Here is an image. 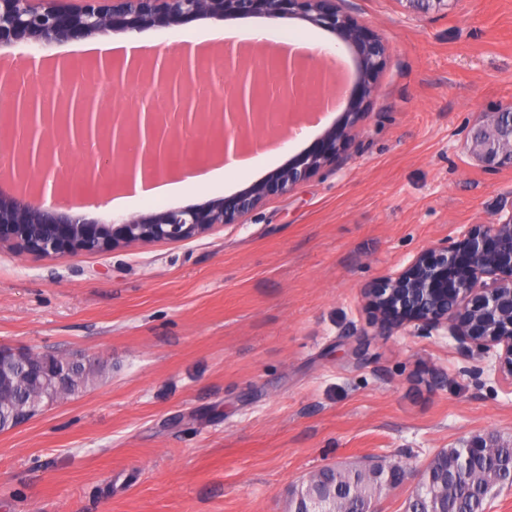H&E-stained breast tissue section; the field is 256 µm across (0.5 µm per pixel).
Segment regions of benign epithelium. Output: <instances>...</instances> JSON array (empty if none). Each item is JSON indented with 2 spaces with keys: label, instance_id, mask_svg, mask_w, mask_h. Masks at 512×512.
<instances>
[{
  "label": "benign epithelium",
  "instance_id": "1",
  "mask_svg": "<svg viewBox=\"0 0 512 512\" xmlns=\"http://www.w3.org/2000/svg\"><path fill=\"white\" fill-rule=\"evenodd\" d=\"M344 0H74L64 6L59 0H0V45L28 40L39 45L72 39L106 36L117 31L133 32L156 24L177 27L195 18L222 19L230 15L258 12L279 18L298 12L317 26L335 30L359 58L358 83L366 88L381 69L384 46L369 37L344 9ZM278 64L282 82L275 94L258 104V90L268 80V70L241 53L227 48L215 61L204 62L182 56L174 68L162 63L138 65L124 70L123 63L108 60L93 64L98 73L94 85L84 81L87 66L68 64L52 80L57 93L35 88L41 76L28 73L30 87L25 96L42 107L37 129L39 141L60 137L83 153L75 183L58 179L66 155L40 153L37 164L29 163L30 141L12 138L0 153V168L24 191L0 185V245L45 258H75L86 251L111 252L142 243L182 241L199 237L228 224H239L272 192L286 193L293 186L318 174L336 161L341 144L350 136L358 112L345 113V128L325 132L321 145L299 157L272 181L262 182L232 200L214 201L204 208L164 210L140 214L119 224H94L64 208L57 197L73 185L96 191L112 187V168L121 180L137 170L150 176L160 172L154 164V140L164 124L154 111L158 97L171 99L177 88L193 80L211 79L222 67L236 74L232 84L212 86L210 99L195 102L179 97L181 118L200 131L195 150L218 144L223 151L234 145L238 151L250 144L249 134L272 129L269 115L293 110L294 75L302 64L269 58ZM143 89L133 112L114 110L104 96L132 83ZM18 86L13 71L0 72V112L17 128ZM222 113L224 125L217 131L201 121L202 110ZM147 139L144 158L125 151L130 139ZM470 153L490 168H512V106L484 114L475 127ZM463 239L443 241L413 258L402 270L391 274L379 287L364 289L369 306L378 314L381 328L391 333L401 326L392 320L394 308L409 311V322L418 331L446 329L465 349L479 357L494 353V372L512 385V215L504 221L473 224Z\"/></svg>",
  "mask_w": 512,
  "mask_h": 512
}]
</instances>
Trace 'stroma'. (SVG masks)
Listing matches in <instances>:
<instances>
[{
  "label": "stroma",
  "instance_id": "stroma-1",
  "mask_svg": "<svg viewBox=\"0 0 512 512\" xmlns=\"http://www.w3.org/2000/svg\"><path fill=\"white\" fill-rule=\"evenodd\" d=\"M348 6L386 54L332 166L187 241L65 260L0 247V344L104 367L0 433V512H289L310 472L368 456L407 463L377 503L404 512L439 449L512 442L511 383L445 331L379 334L362 296L512 197V169L468 152L483 114L512 104V0ZM346 110L230 189L90 216L238 197Z\"/></svg>",
  "mask_w": 512,
  "mask_h": 512
}]
</instances>
